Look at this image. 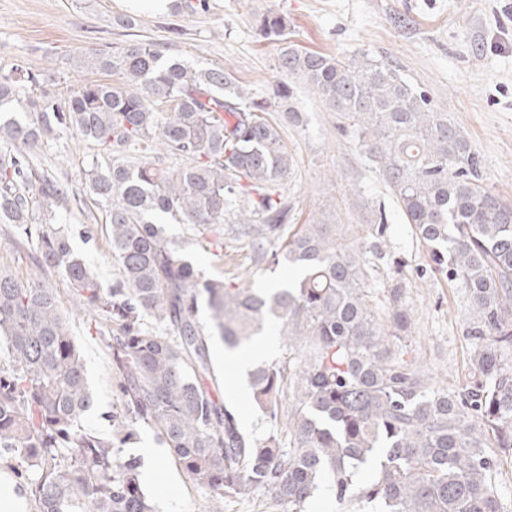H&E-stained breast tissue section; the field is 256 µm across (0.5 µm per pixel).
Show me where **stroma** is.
Returning a JSON list of instances; mask_svg holds the SVG:
<instances>
[{
  "instance_id": "1",
  "label": "stroma",
  "mask_w": 512,
  "mask_h": 512,
  "mask_svg": "<svg viewBox=\"0 0 512 512\" xmlns=\"http://www.w3.org/2000/svg\"><path fill=\"white\" fill-rule=\"evenodd\" d=\"M209 5L208 12L192 17L139 15L135 32L140 39L168 44L170 54L191 64L227 66L240 84L266 93L283 76L275 66L276 49L259 36L256 20L270 10L287 12L295 43L345 61L365 52L400 69L464 132L480 156L483 184L512 202V0H209ZM117 13L114 0H0V66L21 62L58 70L65 76L59 91L67 93L92 76L79 66L86 49L126 41L125 31L112 26ZM292 87L302 121L284 124L282 137L295 160L287 181L294 223L315 218L339 225L342 244L350 245L353 225L386 215L394 262L380 275L398 274L407 284L413 318L408 341L426 368L448 384L462 385L471 342L463 334L459 288L432 272L428 252L406 224L377 166L344 132L342 119L303 83ZM96 154L93 143L67 130L32 149L29 160L70 187L62 227L75 254L108 288L117 268L102 213L83 180ZM166 232L205 276L240 278L254 288H273L295 276L288 266L258 259L247 242L228 239L219 251L200 243L193 225L170 224ZM10 234L0 224V271L24 281L33 248L13 243ZM61 308L97 395L95 410L81 425L111 434L118 399L110 353L90 334L88 317L73 314L69 299H62ZM212 366L219 399L238 411L247 432L264 435L267 426L253 402L232 394L245 388V375L236 374L229 360L213 359ZM127 452L141 459L142 483L154 512H207L208 492L177 469L153 431L141 430Z\"/></svg>"
}]
</instances>
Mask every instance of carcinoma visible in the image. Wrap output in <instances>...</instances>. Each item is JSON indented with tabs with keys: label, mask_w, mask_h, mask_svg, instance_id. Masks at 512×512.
<instances>
[{
	"label": "carcinoma",
	"mask_w": 512,
	"mask_h": 512,
	"mask_svg": "<svg viewBox=\"0 0 512 512\" xmlns=\"http://www.w3.org/2000/svg\"><path fill=\"white\" fill-rule=\"evenodd\" d=\"M289 30L280 12L257 21L278 69L349 122L433 271L462 290L468 379L435 382L405 342L407 285L377 281L385 216L349 247L334 224H289L293 158L269 115L275 99L300 124L287 82L270 98L247 92L224 66L196 68L137 39L81 60L122 83L86 80L62 101L61 76L0 67V224L35 251L28 280L0 272V460L24 469L35 512H153L140 459L120 452L143 427L210 492L209 512L258 489L273 512H305L325 478L337 501L382 512H506L492 472L493 449L512 448V204L481 183L479 156L448 112L394 66L305 49ZM64 130L101 155L85 186L109 230L110 288L57 227L67 188L27 160ZM166 155L182 164L162 166ZM228 216L258 252L283 240L271 260L298 277L272 291L205 279L164 228L192 224L222 250ZM44 272L60 275L110 351L119 410L109 436L80 426L96 396ZM267 322L278 324L288 360L249 374L272 426L257 437L216 397L209 341L235 349ZM366 466L372 476L361 481Z\"/></svg>",
	"instance_id": "cac0c4a2"
}]
</instances>
